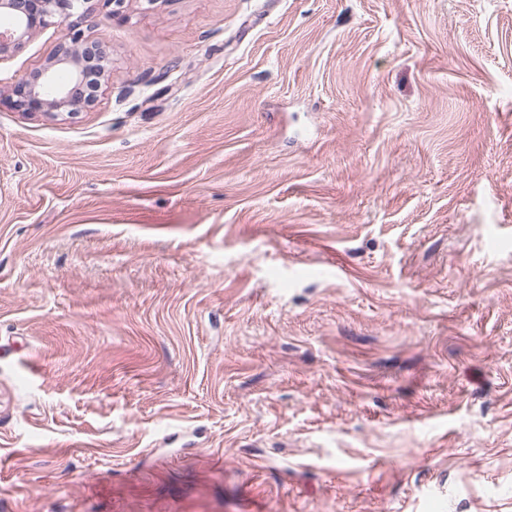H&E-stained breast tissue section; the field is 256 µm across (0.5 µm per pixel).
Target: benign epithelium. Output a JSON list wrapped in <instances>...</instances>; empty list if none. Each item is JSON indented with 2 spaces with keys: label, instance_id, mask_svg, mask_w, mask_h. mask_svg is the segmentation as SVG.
<instances>
[{
  "label": "benign epithelium",
  "instance_id": "benign-epithelium-1",
  "mask_svg": "<svg viewBox=\"0 0 512 512\" xmlns=\"http://www.w3.org/2000/svg\"><path fill=\"white\" fill-rule=\"evenodd\" d=\"M83 4L84 0H0V16L10 20L0 29V58L20 48L53 18L67 29L53 58L35 75L11 86L7 94L0 93V105L54 117L63 110L73 115L94 104L96 95L87 88L89 46L82 43L80 33L70 24V18ZM60 64L71 68V76L64 83L55 76V66Z\"/></svg>",
  "mask_w": 512,
  "mask_h": 512
}]
</instances>
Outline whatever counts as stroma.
I'll list each match as a JSON object with an SVG mask.
<instances>
[{
    "label": "stroma",
    "mask_w": 512,
    "mask_h": 512,
    "mask_svg": "<svg viewBox=\"0 0 512 512\" xmlns=\"http://www.w3.org/2000/svg\"><path fill=\"white\" fill-rule=\"evenodd\" d=\"M78 27L96 104L0 106V512H512V0Z\"/></svg>",
    "instance_id": "stroma-1"
}]
</instances>
